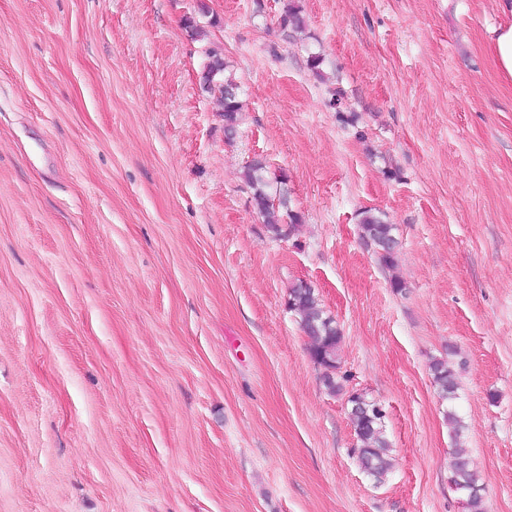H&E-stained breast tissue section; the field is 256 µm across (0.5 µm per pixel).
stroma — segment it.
Wrapping results in <instances>:
<instances>
[{
	"label": "stroma",
	"mask_w": 512,
	"mask_h": 512,
	"mask_svg": "<svg viewBox=\"0 0 512 512\" xmlns=\"http://www.w3.org/2000/svg\"><path fill=\"white\" fill-rule=\"evenodd\" d=\"M197 2L0 0V512H464L457 447L486 512H512L495 0H296L291 38L286 0ZM211 47L241 87L230 140ZM255 157L300 224H264ZM301 283L342 330L345 388L385 411L384 482L288 307ZM281 28L287 37H293L294 34L301 33L305 29V19L301 14L299 5L295 0H289L284 6L281 15ZM359 227L362 237L375 247L380 261L387 267H393L398 246L397 238L393 234L394 225L387 224L379 214L370 209L361 213ZM433 380L442 398L452 400L458 389L457 375L444 359L435 360L430 366Z\"/></svg>",
	"instance_id": "1"
}]
</instances>
